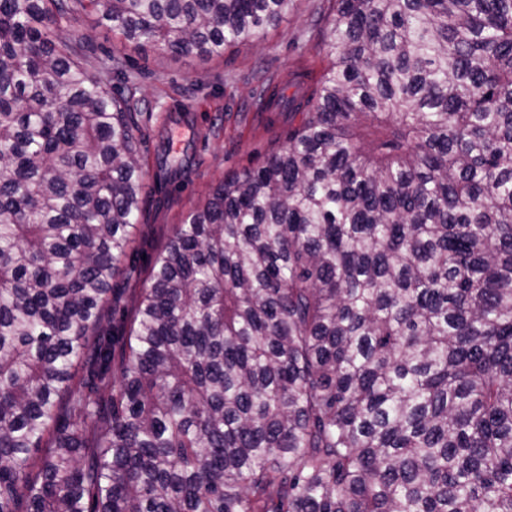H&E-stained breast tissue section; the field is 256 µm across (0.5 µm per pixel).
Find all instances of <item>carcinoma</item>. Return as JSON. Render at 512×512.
I'll list each match as a JSON object with an SVG mask.
<instances>
[{
    "mask_svg": "<svg viewBox=\"0 0 512 512\" xmlns=\"http://www.w3.org/2000/svg\"><path fill=\"white\" fill-rule=\"evenodd\" d=\"M290 2L0 0V512H512V0H331L114 303L136 87L64 26L219 58ZM64 34L75 37L85 42L87 57L91 68L98 64L101 58L107 53L112 54V49H121L113 45L112 33L103 29L95 28L94 16L91 14L76 15L64 28Z\"/></svg>",
    "mask_w": 512,
    "mask_h": 512,
    "instance_id": "cac0c4a2",
    "label": "carcinoma"
}]
</instances>
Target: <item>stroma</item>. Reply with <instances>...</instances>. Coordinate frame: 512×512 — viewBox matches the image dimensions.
I'll use <instances>...</instances> for the list:
<instances>
[{
	"label": "stroma",
	"mask_w": 512,
	"mask_h": 512,
	"mask_svg": "<svg viewBox=\"0 0 512 512\" xmlns=\"http://www.w3.org/2000/svg\"><path fill=\"white\" fill-rule=\"evenodd\" d=\"M328 0H292L287 15L262 30L252 44L202 60L147 49L130 51L137 75L140 134L144 146V204L135 233V261H123L112 280L126 315L149 283L151 259L189 211L203 206L226 172L260 163L284 141L287 117L268 123L253 93L265 80L298 67L321 70L328 62L325 15ZM84 41L90 65L113 49L112 35L90 14L64 28ZM184 114L181 123L167 114Z\"/></svg>",
	"instance_id": "1"
}]
</instances>
